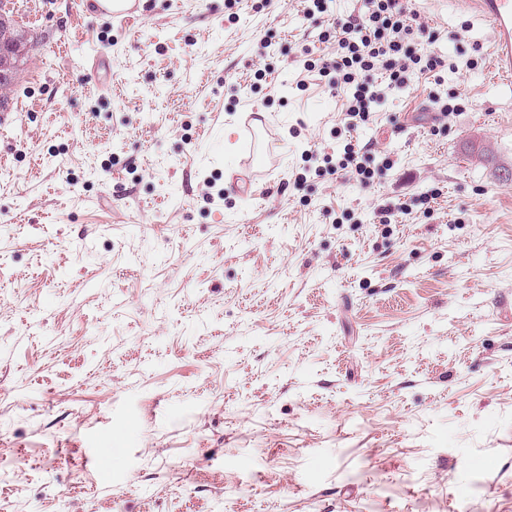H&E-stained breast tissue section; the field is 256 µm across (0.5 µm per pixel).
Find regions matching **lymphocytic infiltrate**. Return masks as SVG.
<instances>
[{"mask_svg": "<svg viewBox=\"0 0 512 512\" xmlns=\"http://www.w3.org/2000/svg\"><path fill=\"white\" fill-rule=\"evenodd\" d=\"M414 34L400 0H366L362 22L337 23L336 59L321 70L331 86L353 89L345 108L347 127H357L388 89L442 67L441 58L418 51Z\"/></svg>", "mask_w": 512, "mask_h": 512, "instance_id": "1", "label": "lymphocytic infiltrate"}]
</instances>
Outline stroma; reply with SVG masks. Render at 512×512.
Wrapping results in <instances>:
<instances>
[{
	"label": "stroma",
	"instance_id": "obj_1",
	"mask_svg": "<svg viewBox=\"0 0 512 512\" xmlns=\"http://www.w3.org/2000/svg\"><path fill=\"white\" fill-rule=\"evenodd\" d=\"M403 3L444 65L351 131L358 0H0V512H512V89ZM0 91L11 86L26 55L23 34L16 31L0 13Z\"/></svg>",
	"mask_w": 512,
	"mask_h": 512
}]
</instances>
